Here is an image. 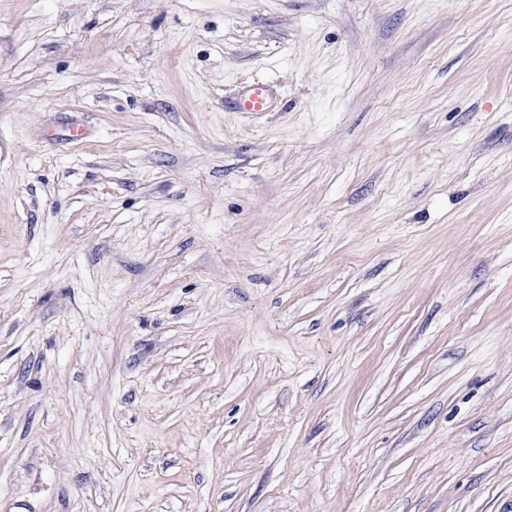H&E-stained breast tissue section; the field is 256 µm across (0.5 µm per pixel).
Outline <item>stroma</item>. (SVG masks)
Segmentation results:
<instances>
[{
  "instance_id": "obj_1",
  "label": "stroma",
  "mask_w": 512,
  "mask_h": 512,
  "mask_svg": "<svg viewBox=\"0 0 512 512\" xmlns=\"http://www.w3.org/2000/svg\"><path fill=\"white\" fill-rule=\"evenodd\" d=\"M0 512H512V0H0ZM235 112L259 113L268 109V93L264 85L249 83L234 107Z\"/></svg>"
}]
</instances>
